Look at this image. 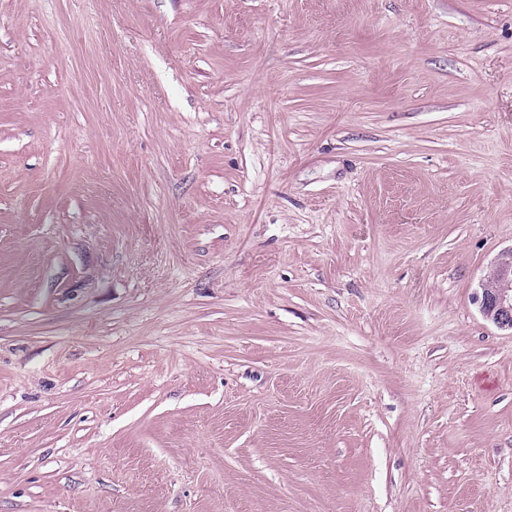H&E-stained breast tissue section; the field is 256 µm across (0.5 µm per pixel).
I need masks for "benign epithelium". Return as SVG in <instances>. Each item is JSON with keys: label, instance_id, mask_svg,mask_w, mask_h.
<instances>
[{"label": "benign epithelium", "instance_id": "7a95c632", "mask_svg": "<svg viewBox=\"0 0 512 512\" xmlns=\"http://www.w3.org/2000/svg\"><path fill=\"white\" fill-rule=\"evenodd\" d=\"M483 317L512 331V248L501 252L474 295Z\"/></svg>", "mask_w": 512, "mask_h": 512}]
</instances>
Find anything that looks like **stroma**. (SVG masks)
<instances>
[{"label":"stroma","mask_w":512,"mask_h":512,"mask_svg":"<svg viewBox=\"0 0 512 512\" xmlns=\"http://www.w3.org/2000/svg\"><path fill=\"white\" fill-rule=\"evenodd\" d=\"M512 0H0V512H512ZM478 289L474 302L483 317L512 332V247L497 256Z\"/></svg>","instance_id":"stroma-1"}]
</instances>
